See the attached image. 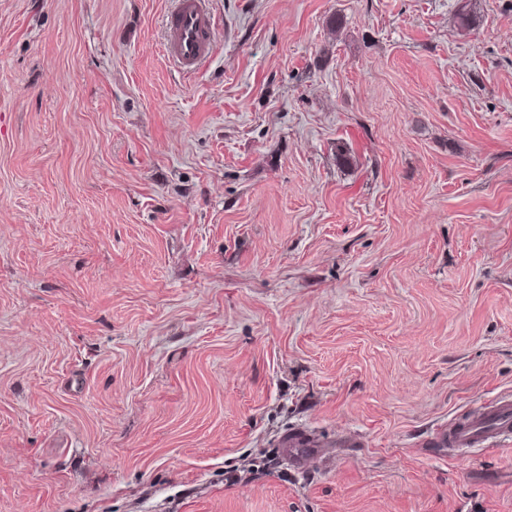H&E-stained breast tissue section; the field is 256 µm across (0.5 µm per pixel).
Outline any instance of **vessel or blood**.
Listing matches in <instances>:
<instances>
[{"mask_svg": "<svg viewBox=\"0 0 512 512\" xmlns=\"http://www.w3.org/2000/svg\"><path fill=\"white\" fill-rule=\"evenodd\" d=\"M164 51L184 76L194 75L214 54L217 22L208 0H176L166 16ZM512 438V399L500 397L473 416L443 430L440 439L456 451L490 448ZM317 440L305 429L290 430L282 440L289 458L300 460L303 450L317 447Z\"/></svg>", "mask_w": 512, "mask_h": 512, "instance_id": "obj_1", "label": "vessel or blood"}]
</instances>
